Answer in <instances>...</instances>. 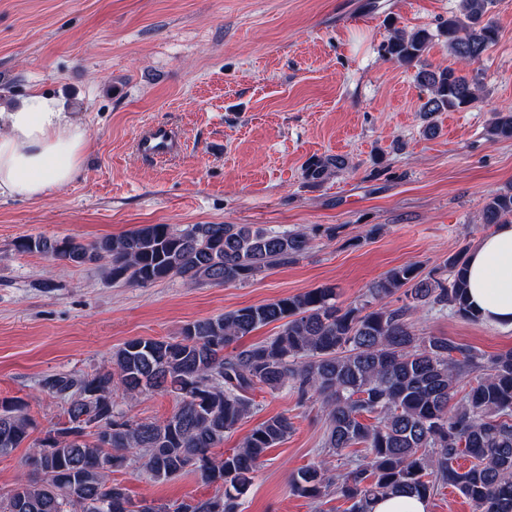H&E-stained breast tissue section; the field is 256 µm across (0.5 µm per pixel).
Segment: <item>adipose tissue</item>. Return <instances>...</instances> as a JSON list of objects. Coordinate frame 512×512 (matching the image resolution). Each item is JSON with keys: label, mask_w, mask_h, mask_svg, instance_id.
Listing matches in <instances>:
<instances>
[{"label": "adipose tissue", "mask_w": 512, "mask_h": 512, "mask_svg": "<svg viewBox=\"0 0 512 512\" xmlns=\"http://www.w3.org/2000/svg\"><path fill=\"white\" fill-rule=\"evenodd\" d=\"M89 144L87 125L54 96L0 106V198L37 200L72 183ZM469 303L479 319L512 329V223L495 225L468 254Z\"/></svg>", "instance_id": "adipose-tissue-1"}]
</instances>
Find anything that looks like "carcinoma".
Here are the masks:
<instances>
[{
    "instance_id": "1",
    "label": "carcinoma",
    "mask_w": 512,
    "mask_h": 512,
    "mask_svg": "<svg viewBox=\"0 0 512 512\" xmlns=\"http://www.w3.org/2000/svg\"><path fill=\"white\" fill-rule=\"evenodd\" d=\"M496 0H459L438 33L396 28L385 45L389 59L415 69L427 91L428 116L471 107L478 75L426 63L436 36L465 66L480 61L499 38ZM488 139H512V109L492 113ZM347 167L342 157L304 164L319 185ZM487 225L512 222V191L487 197ZM309 246L302 230L271 232L256 224H143L90 243L72 238L23 237L20 253H39L72 266L98 264L114 282L144 286L173 276L191 284L246 281L288 262ZM466 250L448 256L440 279L416 263L390 270L368 298L342 308L336 288L323 286L185 325L177 338H134L112 354V365L92 374L46 376L42 389L65 405L67 421L29 441L34 420L19 400L0 398V454L28 443L38 468L0 493V512H134L133 500L112 473L141 461L156 482L185 473L218 484L215 495L173 502L159 512H240L265 452L293 430L285 416L253 428L241 446L216 456L224 435L252 414L250 393L288 388L300 400L321 399L323 448L339 456L361 445L367 455L349 463L336 486L349 512H371L381 496L430 498L456 488L474 512H512V349L484 356L448 337L419 336L412 322L420 308L477 316L466 298ZM397 296L401 305L383 300ZM279 323L273 338L237 349L258 328ZM170 395L172 414L143 421L117 409L116 392ZM462 457L470 466L458 464ZM329 461L306 466L290 491L318 500L333 486Z\"/></svg>"
}]
</instances>
